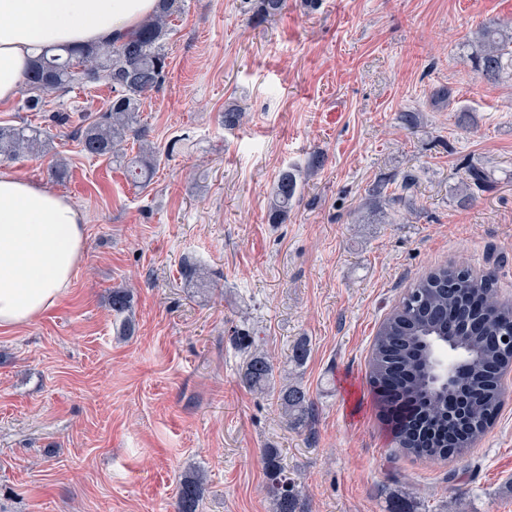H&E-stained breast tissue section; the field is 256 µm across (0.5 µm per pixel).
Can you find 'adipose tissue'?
<instances>
[{"instance_id": "obj_1", "label": "adipose tissue", "mask_w": 512, "mask_h": 512, "mask_svg": "<svg viewBox=\"0 0 512 512\" xmlns=\"http://www.w3.org/2000/svg\"><path fill=\"white\" fill-rule=\"evenodd\" d=\"M159 0H0V104L43 50L117 42ZM86 213L66 195L0 172V328L42 317L66 294L86 248Z\"/></svg>"}]
</instances>
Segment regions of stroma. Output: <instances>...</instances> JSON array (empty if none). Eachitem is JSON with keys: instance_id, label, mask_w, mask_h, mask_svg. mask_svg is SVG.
<instances>
[{"instance_id": "1", "label": "stroma", "mask_w": 512, "mask_h": 512, "mask_svg": "<svg viewBox=\"0 0 512 512\" xmlns=\"http://www.w3.org/2000/svg\"><path fill=\"white\" fill-rule=\"evenodd\" d=\"M261 8L185 0L127 146L162 156L147 189L81 150L78 129L112 101L104 82L42 112L0 106V126L54 136L0 169L88 220L67 293L0 330V512H175L190 474L205 477L200 512H272L269 448L302 512H512V373L495 424L429 462L397 448L367 367L380 323L436 266L493 272L512 300V67L491 84L470 62L483 26L512 32V0ZM231 106L245 118L228 129ZM287 167L307 177L273 224ZM474 167L489 188L471 186ZM189 262L207 283L185 278ZM119 285L133 290L128 336L109 306ZM251 349L308 391L306 422L241 384Z\"/></svg>"}]
</instances>
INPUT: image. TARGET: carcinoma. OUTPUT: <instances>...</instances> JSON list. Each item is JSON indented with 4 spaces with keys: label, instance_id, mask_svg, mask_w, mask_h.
I'll list each match as a JSON object with an SVG mask.
<instances>
[{
    "label": "carcinoma",
    "instance_id": "1",
    "mask_svg": "<svg viewBox=\"0 0 512 512\" xmlns=\"http://www.w3.org/2000/svg\"><path fill=\"white\" fill-rule=\"evenodd\" d=\"M179 0H162V8L146 18L126 39L82 51L52 48L24 73V107L37 111L45 97L81 80H105L115 96L109 109L87 124L79 136L82 151L91 157L122 159L133 183L147 187L158 166L155 151L140 150L127 157L128 140L142 136L139 124L141 99L159 87L167 68L164 40ZM479 50L474 70L488 81L497 80L512 66V34L488 25L478 33ZM50 136L28 126L0 127V158L19 160L48 150ZM299 193V174L283 170L272 190L269 221L284 223ZM110 307L116 315L131 311L130 290L112 289ZM512 324V303L497 297L491 272L479 276L469 270L443 265L430 271L379 325L368 373L371 384L414 400L416 422L394 432L403 451L428 461L461 455L494 424L504 402V378L512 370V352L499 343L503 328ZM435 337L452 341L471 356L466 374L448 387L432 381L437 346ZM251 390L277 393L283 416L299 420L312 410L308 392L298 384L275 387L274 363L263 353L248 354L240 373ZM263 464L273 477L269 495L274 512H297L293 487L284 475L277 451L267 449ZM203 478L181 481L176 512H199Z\"/></svg>",
    "mask_w": 512,
    "mask_h": 512
}]
</instances>
